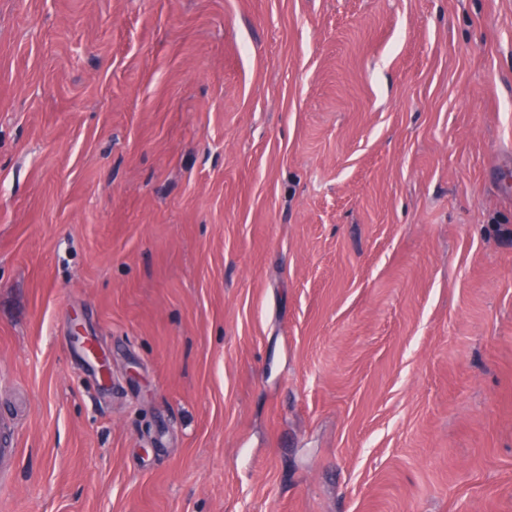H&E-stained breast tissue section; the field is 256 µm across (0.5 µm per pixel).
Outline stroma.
<instances>
[{"mask_svg": "<svg viewBox=\"0 0 512 512\" xmlns=\"http://www.w3.org/2000/svg\"><path fill=\"white\" fill-rule=\"evenodd\" d=\"M511 184L512 0H0V512H512ZM102 348L100 347L97 339L93 336H86L85 343L83 346L78 345V353L83 360L89 365L94 371L97 372L99 377L107 382V379L102 378Z\"/></svg>", "mask_w": 512, "mask_h": 512, "instance_id": "1", "label": "stroma"}]
</instances>
